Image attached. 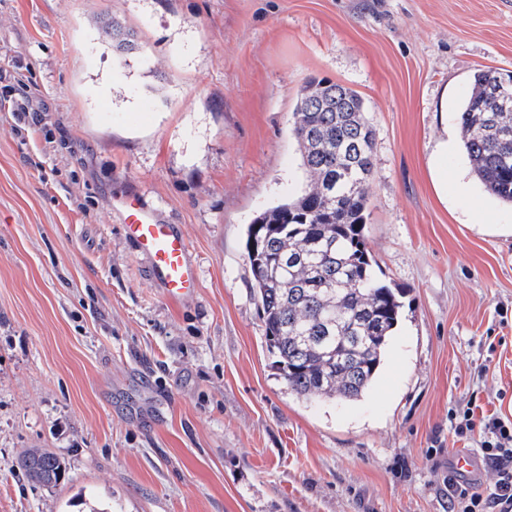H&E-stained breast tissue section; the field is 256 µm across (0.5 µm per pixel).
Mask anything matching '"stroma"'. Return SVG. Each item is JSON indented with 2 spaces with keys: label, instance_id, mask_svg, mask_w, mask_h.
Returning <instances> with one entry per match:
<instances>
[{
  "label": "stroma",
  "instance_id": "1",
  "mask_svg": "<svg viewBox=\"0 0 512 512\" xmlns=\"http://www.w3.org/2000/svg\"><path fill=\"white\" fill-rule=\"evenodd\" d=\"M112 22L151 65L117 63ZM488 68L512 74V0H0V72L45 105L0 81V512H446L449 455L479 449L449 409L512 419V219L447 119ZM314 78L364 102L365 235L405 293L344 407L278 376L245 249L304 187ZM132 194L185 232L189 299L124 236ZM30 448L64 480L29 481ZM18 468L34 483L50 487L65 475V465L54 453L46 449H30L18 459Z\"/></svg>",
  "mask_w": 512,
  "mask_h": 512
}]
</instances>
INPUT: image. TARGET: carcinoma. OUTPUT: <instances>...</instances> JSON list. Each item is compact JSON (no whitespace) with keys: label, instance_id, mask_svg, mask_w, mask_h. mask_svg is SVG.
<instances>
[{"label":"carcinoma","instance_id":"1","mask_svg":"<svg viewBox=\"0 0 512 512\" xmlns=\"http://www.w3.org/2000/svg\"><path fill=\"white\" fill-rule=\"evenodd\" d=\"M496 75L473 74L454 119L475 178L512 209V87L494 95ZM292 127L304 189L248 225L246 240H262L248 265L288 391L350 403L376 378L403 308L404 292L379 279L364 234L375 130L356 92L325 80L301 90ZM18 468L46 487L65 475L46 449L24 452Z\"/></svg>","mask_w":512,"mask_h":512}]
</instances>
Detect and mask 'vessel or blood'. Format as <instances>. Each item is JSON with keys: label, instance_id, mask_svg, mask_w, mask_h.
Listing matches in <instances>:
<instances>
[{"label": "vessel or blood", "instance_id": "vessel-or-blood-1", "mask_svg": "<svg viewBox=\"0 0 512 512\" xmlns=\"http://www.w3.org/2000/svg\"><path fill=\"white\" fill-rule=\"evenodd\" d=\"M111 208L118 211L125 236L147 258L165 297L176 300L194 294L199 277L189 257L185 234L162 223L140 197L113 200ZM448 472L461 481L476 484L482 479L484 463L479 455L456 453L448 459Z\"/></svg>", "mask_w": 512, "mask_h": 512}]
</instances>
